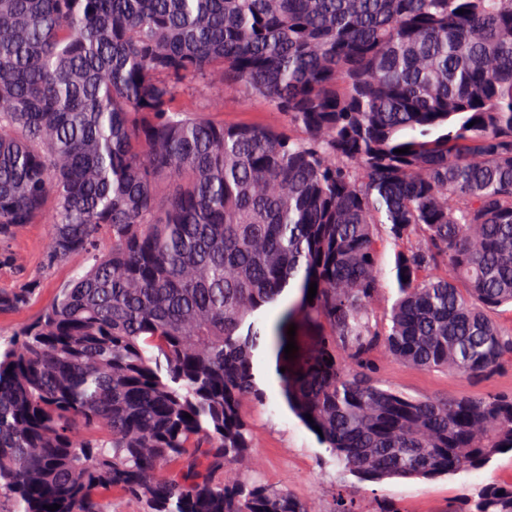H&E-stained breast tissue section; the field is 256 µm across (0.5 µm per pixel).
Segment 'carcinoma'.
Returning a JSON list of instances; mask_svg holds the SVG:
<instances>
[{"label":"carcinoma","mask_w":512,"mask_h":512,"mask_svg":"<svg viewBox=\"0 0 512 512\" xmlns=\"http://www.w3.org/2000/svg\"><path fill=\"white\" fill-rule=\"evenodd\" d=\"M217 95L287 124L211 120ZM65 265L0 341V512H312L251 475L261 350L348 470L484 469L512 396L413 398L374 355L512 357V0H0V316ZM291 324L317 340L287 359ZM48 242V226L46 224H29L16 239L17 249L26 257L28 269H37L42 252ZM68 272L69 267H64L52 278L45 280L43 288L40 290L37 302L29 309L10 316H0V336L2 335L3 337H7L22 323L26 322L31 316L36 314L42 306L49 304L56 294V288L67 277Z\"/></svg>","instance_id":"carcinoma-1"}]
</instances>
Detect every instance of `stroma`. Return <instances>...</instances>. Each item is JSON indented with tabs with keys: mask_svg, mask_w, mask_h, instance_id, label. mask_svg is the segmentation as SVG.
I'll use <instances>...</instances> for the list:
<instances>
[{
	"mask_svg": "<svg viewBox=\"0 0 512 512\" xmlns=\"http://www.w3.org/2000/svg\"><path fill=\"white\" fill-rule=\"evenodd\" d=\"M213 120L227 124L278 127L284 117L262 101H225ZM256 371L266 403L249 408L254 448L251 465L267 484L288 489L306 500L314 512H331L337 494L357 501L361 512H374L381 502L401 512H445L488 479L512 484V452L495 455L482 470L460 472L431 480L387 479L369 482L344 471L330 453L288 409L272 354L260 352ZM376 377L385 386L416 398H455L467 395H512V359L484 377L451 376L422 370L395 359L387 349L376 354Z\"/></svg>",
	"mask_w": 512,
	"mask_h": 512,
	"instance_id": "obj_1",
	"label": "stroma"
}]
</instances>
